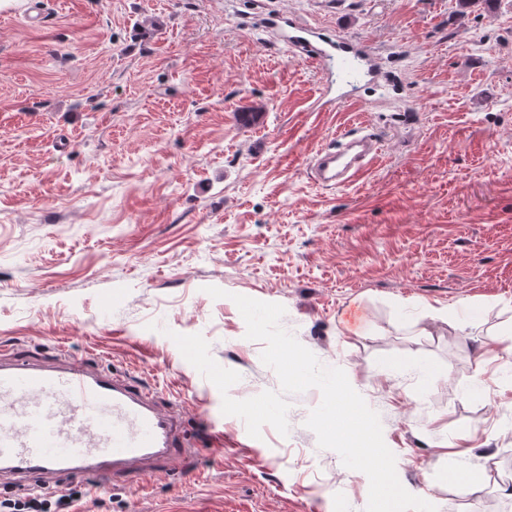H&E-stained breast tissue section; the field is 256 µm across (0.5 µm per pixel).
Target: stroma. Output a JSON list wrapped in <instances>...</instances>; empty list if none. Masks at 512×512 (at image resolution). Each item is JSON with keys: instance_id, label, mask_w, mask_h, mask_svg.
Here are the masks:
<instances>
[{"instance_id": "1", "label": "stroma", "mask_w": 512, "mask_h": 512, "mask_svg": "<svg viewBox=\"0 0 512 512\" xmlns=\"http://www.w3.org/2000/svg\"><path fill=\"white\" fill-rule=\"evenodd\" d=\"M45 4L36 26L0 10V352L63 351L134 375L187 430L216 422L135 481L53 480L74 512H366L368 477L305 425L318 389L289 395L288 436L256 439L173 341L202 335L233 399L279 391L236 294L283 305L345 372L407 491L512 512V0ZM288 12L368 44L378 86L312 111L317 66L259 34ZM346 130L375 133L379 162L315 185Z\"/></svg>"}]
</instances>
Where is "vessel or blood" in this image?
I'll return each mask as SVG.
<instances>
[{
	"label": "vessel or blood",
	"instance_id": "vessel-or-blood-1",
	"mask_svg": "<svg viewBox=\"0 0 512 512\" xmlns=\"http://www.w3.org/2000/svg\"><path fill=\"white\" fill-rule=\"evenodd\" d=\"M266 29L339 86V93L319 100L315 111L341 109L348 103L345 87L372 75L363 65L365 45L280 17L269 19ZM378 153L370 137L317 151L313 179L325 187L355 183ZM191 455L177 418L160 411L153 394L131 378L73 365L63 355L52 363L17 354L0 360V474L12 487L34 492L40 478L62 473L90 480L96 489L137 477V464L185 461Z\"/></svg>",
	"mask_w": 512,
	"mask_h": 512
}]
</instances>
